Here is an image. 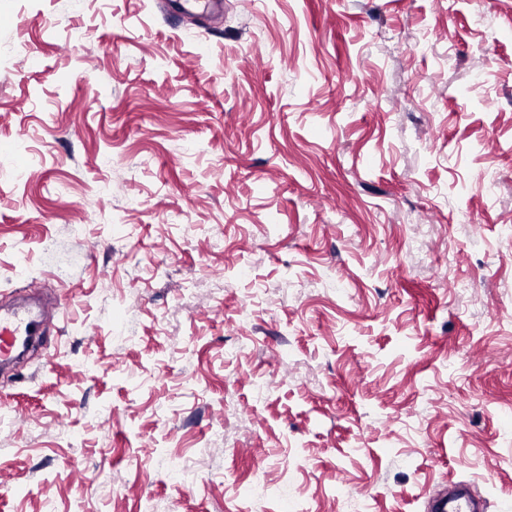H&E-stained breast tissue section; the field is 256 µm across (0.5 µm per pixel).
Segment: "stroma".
<instances>
[{
    "label": "stroma",
    "instance_id": "obj_1",
    "mask_svg": "<svg viewBox=\"0 0 512 512\" xmlns=\"http://www.w3.org/2000/svg\"><path fill=\"white\" fill-rule=\"evenodd\" d=\"M1 155L0 512H512V0H0ZM44 334L39 314L26 304H16L0 314V364L14 360L22 344ZM470 486L457 485L449 493L439 492L429 498L426 511L428 512H478L481 508L475 505Z\"/></svg>",
    "mask_w": 512,
    "mask_h": 512
}]
</instances>
